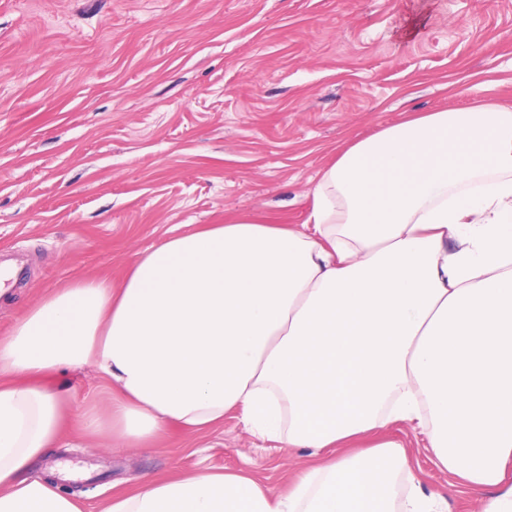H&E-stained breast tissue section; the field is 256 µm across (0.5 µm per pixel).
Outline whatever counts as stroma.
I'll return each instance as SVG.
<instances>
[{"mask_svg": "<svg viewBox=\"0 0 512 512\" xmlns=\"http://www.w3.org/2000/svg\"><path fill=\"white\" fill-rule=\"evenodd\" d=\"M426 23L411 39L406 18ZM512 108V0H6L0 4V333L73 280L119 281L172 229L227 218L301 224L341 148L420 112ZM448 512L479 498L437 468L421 429L390 426ZM81 466L85 512L113 482L202 467L277 492L313 465L236 412L198 436L117 448L72 419L57 451Z\"/></svg>", "mask_w": 512, "mask_h": 512, "instance_id": "obj_1", "label": "stroma"}]
</instances>
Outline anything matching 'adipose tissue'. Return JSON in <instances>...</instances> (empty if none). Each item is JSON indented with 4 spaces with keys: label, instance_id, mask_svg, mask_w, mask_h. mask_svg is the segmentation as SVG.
I'll use <instances>...</instances> for the list:
<instances>
[{
    "label": "adipose tissue",
    "instance_id": "1",
    "mask_svg": "<svg viewBox=\"0 0 512 512\" xmlns=\"http://www.w3.org/2000/svg\"><path fill=\"white\" fill-rule=\"evenodd\" d=\"M87 365L105 410L45 383ZM234 408L255 434L324 459L284 494L243 468L204 469L102 512H448L444 494L398 486V443L335 455L397 422L418 423L435 465L482 492L480 512H512V109L385 127L323 171L305 223L174 232L119 283L41 300L0 336V512H83L29 474L71 414L148 448Z\"/></svg>",
    "mask_w": 512,
    "mask_h": 512
}]
</instances>
